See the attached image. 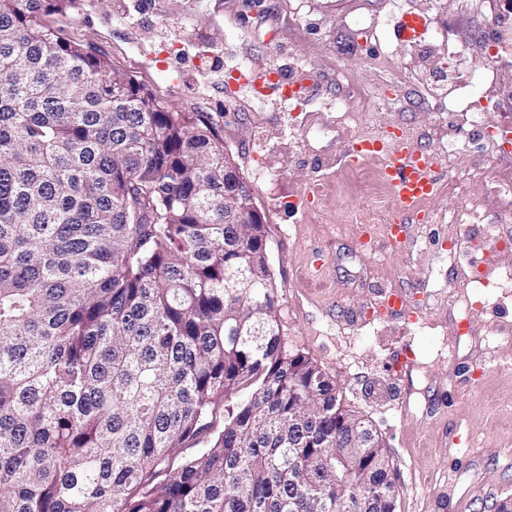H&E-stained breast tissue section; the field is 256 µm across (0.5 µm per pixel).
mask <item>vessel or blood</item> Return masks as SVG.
I'll list each match as a JSON object with an SVG mask.
<instances>
[{"mask_svg":"<svg viewBox=\"0 0 512 512\" xmlns=\"http://www.w3.org/2000/svg\"><path fill=\"white\" fill-rule=\"evenodd\" d=\"M428 26L426 17L413 12L402 13L394 26L398 39L406 43L416 42ZM251 88L257 96L272 91H301L305 84L294 79L283 84L269 79L264 69L252 73ZM379 158L383 161L381 175L388 185L398 214L387 228L391 242H398L406 222L425 220L423 203L434 196L440 187L443 164L440 158L418 148L411 136L398 132L383 137H371L350 141L343 149V159L352 165Z\"/></svg>","mask_w":512,"mask_h":512,"instance_id":"vessel-or-blood-1","label":"vessel or blood"}]
</instances>
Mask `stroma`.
<instances>
[{
    "instance_id": "obj_1",
    "label": "stroma",
    "mask_w": 512,
    "mask_h": 512,
    "mask_svg": "<svg viewBox=\"0 0 512 512\" xmlns=\"http://www.w3.org/2000/svg\"><path fill=\"white\" fill-rule=\"evenodd\" d=\"M407 11L427 15L433 38L395 37ZM508 14L512 0H79L50 19L169 110L211 117L264 216L284 347L321 367L378 431L397 512H493L512 499V247L492 248L486 278L497 289L486 302L469 285L482 251H448L462 210L512 227V206L486 197L497 152L512 155V143L486 134L512 126V98L487 84L461 93L456 111L443 97L472 74L512 78V44L490 55L481 44ZM452 45L461 58L451 76L441 65ZM239 60L303 79L299 108L232 79ZM394 129L448 156L426 221L396 244L384 234L395 213L373 179L379 161L352 169L340 160L348 140ZM364 211L373 224L358 223ZM391 293L406 317L380 314ZM237 402H218L170 467L214 441Z\"/></svg>"
}]
</instances>
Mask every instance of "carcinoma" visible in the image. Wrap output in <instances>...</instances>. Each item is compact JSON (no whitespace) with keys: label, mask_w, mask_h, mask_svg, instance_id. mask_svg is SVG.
<instances>
[{"label":"carcinoma","mask_w":512,"mask_h":512,"mask_svg":"<svg viewBox=\"0 0 512 512\" xmlns=\"http://www.w3.org/2000/svg\"><path fill=\"white\" fill-rule=\"evenodd\" d=\"M76 2L0 0V512H397L383 439L283 348L211 118L44 22ZM237 402H239V398L236 396L223 398L218 402L213 414L207 420L209 427L196 438L186 441L181 448L176 449L169 460L170 469L180 467L186 460L196 455L198 448H203L214 441L224 430V424L227 419L226 411L235 406Z\"/></svg>","instance_id":"1"}]
</instances>
